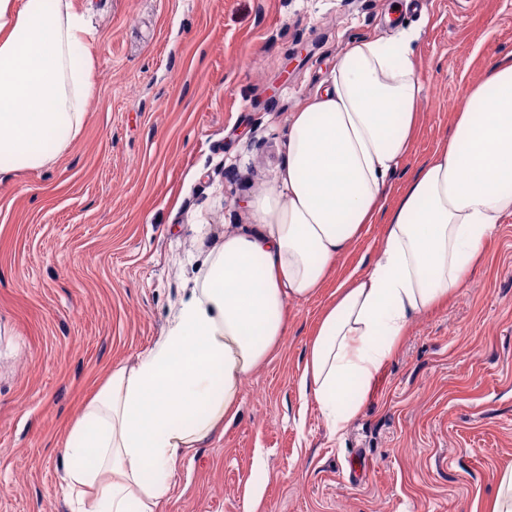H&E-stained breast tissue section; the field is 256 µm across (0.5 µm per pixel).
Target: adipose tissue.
Masks as SVG:
<instances>
[{
    "mask_svg": "<svg viewBox=\"0 0 512 512\" xmlns=\"http://www.w3.org/2000/svg\"><path fill=\"white\" fill-rule=\"evenodd\" d=\"M88 21L73 0H0V173L50 165L95 95ZM417 37L352 42L285 133L256 224L209 252L152 347L70 421L64 494L78 512H157L186 450L223 431L243 380L276 353L290 302L314 296L371 224L380 247L320 317L299 388L331 434L359 411L411 321L446 302L512 215V56L470 86L453 131L386 208L420 123Z\"/></svg>",
    "mask_w": 512,
    "mask_h": 512,
    "instance_id": "adipose-tissue-1",
    "label": "adipose tissue"
}]
</instances>
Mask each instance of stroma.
<instances>
[{"label": "stroma", "instance_id": "obj_1", "mask_svg": "<svg viewBox=\"0 0 512 512\" xmlns=\"http://www.w3.org/2000/svg\"><path fill=\"white\" fill-rule=\"evenodd\" d=\"M74 0L96 95L50 165L0 177V512H72L65 422L162 336L228 231L255 224L295 112L347 44L417 33L421 125L399 189L465 90L512 55V0ZM343 255L288 306L277 354L246 377L223 435L192 449L160 512H486L512 470V215L448 302L417 316L356 418L330 435L299 380Z\"/></svg>", "mask_w": 512, "mask_h": 512}]
</instances>
